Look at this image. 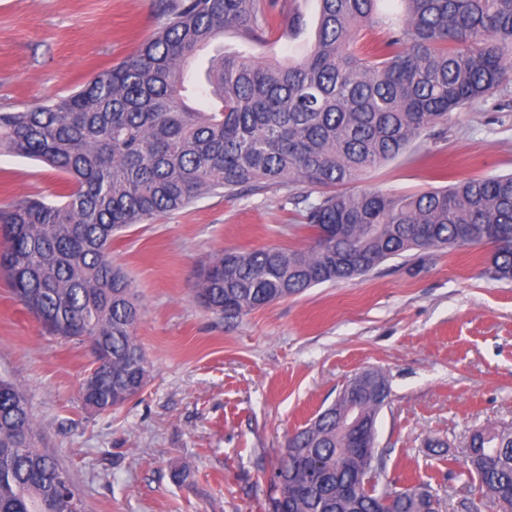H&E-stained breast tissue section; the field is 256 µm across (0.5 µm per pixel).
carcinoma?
<instances>
[{"label": "carcinoma", "mask_w": 512, "mask_h": 512, "mask_svg": "<svg viewBox=\"0 0 512 512\" xmlns=\"http://www.w3.org/2000/svg\"><path fill=\"white\" fill-rule=\"evenodd\" d=\"M318 2L301 58L263 64L218 49L192 82L200 52L225 32L263 45L283 18L294 31L304 21L289 0H174L136 54L67 97L0 113V153L66 176L56 202L0 205V269L49 334L102 353L80 388L85 407L119 409L149 378L141 309L112 241L206 194L322 189L314 203L296 196L306 245L227 249L197 270L194 299L227 319L410 250L488 246L487 274L512 281V174L409 194L354 189L512 80V0H401L402 15L388 19L379 0ZM356 393L355 406L337 399L285 440L271 512H437L422 488L348 495L364 470L384 480L353 447L391 390L368 368ZM40 439L24 390L0 377V512H84ZM464 466L492 512H512V425L474 429Z\"/></svg>", "instance_id": "cac0c4a2"}]
</instances>
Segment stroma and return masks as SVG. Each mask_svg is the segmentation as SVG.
Wrapping results in <instances>:
<instances>
[{
    "instance_id": "stroma-1",
    "label": "stroma",
    "mask_w": 512,
    "mask_h": 512,
    "mask_svg": "<svg viewBox=\"0 0 512 512\" xmlns=\"http://www.w3.org/2000/svg\"><path fill=\"white\" fill-rule=\"evenodd\" d=\"M169 0H0V111L77 91L131 55L164 22ZM298 37L224 50L271 62L313 39L317 0H297ZM458 177L512 172V82L453 113L428 139L366 173L362 187L415 193ZM66 178L0 154V204L54 200ZM289 190L207 195L112 244L133 282L136 334L150 364L123 407H83L90 347L44 332L0 275V376L25 390L48 452L69 471L86 512H270V485L288 433L366 369L389 381L377 418L387 480L428 489L456 512L474 494L463 473L472 429L512 424V281L481 275L485 250L438 249L385 261L350 282L325 283L234 320L191 296L195 269L225 249L301 246L307 232ZM445 447H429L432 438ZM189 468L180 477L181 468Z\"/></svg>"
}]
</instances>
